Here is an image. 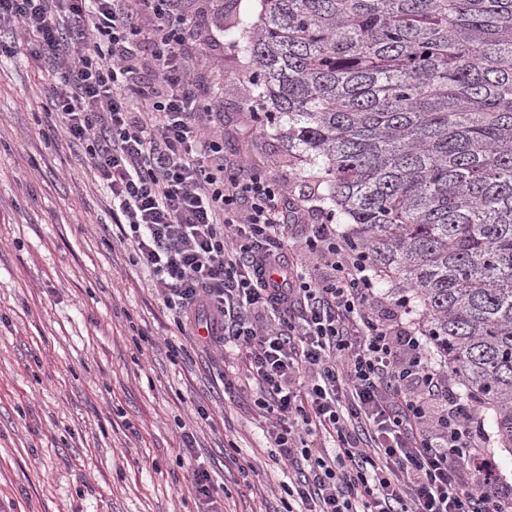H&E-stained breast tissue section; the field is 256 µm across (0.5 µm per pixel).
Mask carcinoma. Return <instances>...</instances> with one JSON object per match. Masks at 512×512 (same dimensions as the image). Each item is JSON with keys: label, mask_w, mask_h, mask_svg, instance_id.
I'll use <instances>...</instances> for the list:
<instances>
[{"label": "carcinoma", "mask_w": 512, "mask_h": 512, "mask_svg": "<svg viewBox=\"0 0 512 512\" xmlns=\"http://www.w3.org/2000/svg\"><path fill=\"white\" fill-rule=\"evenodd\" d=\"M248 108L512 454V0H262Z\"/></svg>", "instance_id": "carcinoma-1"}]
</instances>
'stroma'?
I'll return each mask as SVG.
<instances>
[{
    "mask_svg": "<svg viewBox=\"0 0 512 512\" xmlns=\"http://www.w3.org/2000/svg\"><path fill=\"white\" fill-rule=\"evenodd\" d=\"M195 69L224 115V161L248 156L289 206L318 167L289 157L246 104L237 46L260 0H183ZM55 80L24 51L0 57V512H199L180 464L183 429L219 512H285L287 469L271 458L251 389H225L240 359L186 336L150 273L112 240L83 151L47 128ZM204 406L211 422L195 421Z\"/></svg>",
    "mask_w": 512,
    "mask_h": 512,
    "instance_id": "obj_1",
    "label": "stroma"
}]
</instances>
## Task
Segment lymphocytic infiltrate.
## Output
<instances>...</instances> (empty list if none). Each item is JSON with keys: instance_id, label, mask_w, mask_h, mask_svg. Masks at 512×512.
<instances>
[{"instance_id": "f902f5d3", "label": "lymphocytic infiltrate", "mask_w": 512, "mask_h": 512, "mask_svg": "<svg viewBox=\"0 0 512 512\" xmlns=\"http://www.w3.org/2000/svg\"><path fill=\"white\" fill-rule=\"evenodd\" d=\"M175 0H0L56 79L51 128L83 147L118 241L149 269L183 331L233 346L300 512H512L474 412L432 366L410 300L391 314L367 258L331 220L286 263L280 190L241 160L192 75Z\"/></svg>"}]
</instances>
